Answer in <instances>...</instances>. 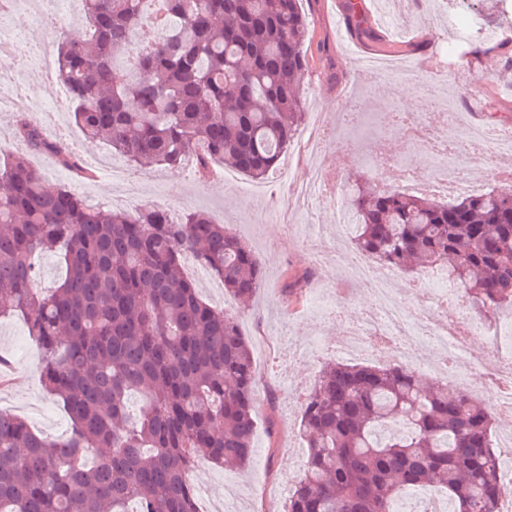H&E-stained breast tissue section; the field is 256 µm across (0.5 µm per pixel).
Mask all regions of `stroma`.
<instances>
[{"label": "stroma", "mask_w": 512, "mask_h": 512, "mask_svg": "<svg viewBox=\"0 0 512 512\" xmlns=\"http://www.w3.org/2000/svg\"><path fill=\"white\" fill-rule=\"evenodd\" d=\"M350 0H303L301 9L309 16L312 43L323 49L314 53L304 78L305 118L324 113L329 138L318 161L294 164V179H303L312 164H319L331 187L351 190L355 183L371 179L363 157L379 154L396 158L413 157L421 176L429 174L427 156L416 150L398 129L382 128L375 115L380 103L392 102L401 112H423L427 103L420 85L439 79L455 81L471 90L472 81L486 77L482 90L485 110L473 115L485 124V112L497 108L500 120L512 121V67L501 53L488 51L467 65L455 68L441 48L447 40L445 28L428 27L427 19L447 18L446 0H364L368 21L390 44L417 43V54L389 52L351 34L346 17ZM87 30L73 14L56 11L49 19L24 27L25 49L55 54L65 36H83ZM377 62L416 68L417 84L368 79L358 84L366 58ZM363 97L364 115L358 123L346 121L347 94ZM29 120L47 135H65L81 156L112 160L111 150L84 140L69 112L29 113ZM49 185L75 189L89 203L105 208H126L120 188L107 175L91 179L77 177L51 158L36 156ZM127 177L138 190L139 207H163L173 215L184 210H202L231 231L253 250L265 270V280L248 308L239 313L242 332L249 340L255 362L256 432L255 447L244 470H224L207 461L199 462L192 481L209 496L222 498L230 512H285V489L302 477L306 448L300 431V406L321 369L331 357L324 345L335 341L349 325L357 323L373 302L365 286L351 280L336 261L337 252L353 254L349 241L338 238L336 210L313 202L302 206L298 221L282 224L258 207L250 188L253 179L214 164L209 177L199 178L193 166H156L145 171L128 170ZM325 244L319 263L309 253ZM309 274L311 288L287 303L283 286L287 278ZM0 356L13 369L8 385L0 386V409L21 415L38 432L52 438L64 437L70 427L63 407L43 389L39 378V352L23 321L0 319Z\"/></svg>", "instance_id": "1"}]
</instances>
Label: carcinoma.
Segmentation results:
<instances>
[{
  "label": "carcinoma",
  "instance_id": "1",
  "mask_svg": "<svg viewBox=\"0 0 512 512\" xmlns=\"http://www.w3.org/2000/svg\"><path fill=\"white\" fill-rule=\"evenodd\" d=\"M299 0H82L83 39L63 38L57 79L84 139L135 166L193 158L263 179L302 123L308 22ZM357 36L378 34L356 13ZM473 36L448 54L478 56ZM28 153L80 159L26 113ZM354 250L394 270L442 271L472 307L512 306V187L450 201L358 186ZM64 275L36 287V259ZM191 254L224 285L203 301L182 271ZM264 282L252 249L208 213L118 211L66 186L49 190L26 155L0 162V317H22L47 394L71 427L62 439L0 412V512H200L190 474L206 459L249 464L255 434L251 346L236 304ZM308 277L284 286L299 298ZM493 410L433 386L403 364L326 365L302 405L304 475L286 512H395L434 486L455 512H500Z\"/></svg>",
  "mask_w": 512,
  "mask_h": 512
}]
</instances>
